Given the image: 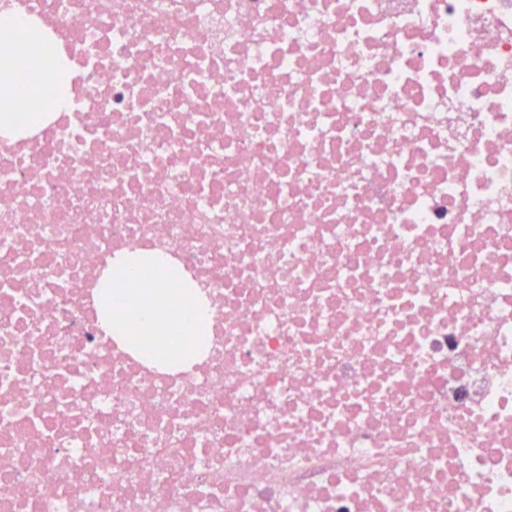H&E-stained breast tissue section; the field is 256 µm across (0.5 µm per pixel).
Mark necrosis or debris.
<instances>
[{"mask_svg": "<svg viewBox=\"0 0 512 512\" xmlns=\"http://www.w3.org/2000/svg\"><path fill=\"white\" fill-rule=\"evenodd\" d=\"M0 512H512V0H0ZM205 296L180 368L97 286ZM2 49L1 73L15 70L18 80L22 61L28 56H41L42 67L38 74L29 75L24 81L29 86L28 99L41 106L43 111L58 108L60 102L55 94V85L63 78L62 72L46 59V50L38 31L20 25L10 16L0 15V50ZM11 49V52H7ZM16 93L13 88L6 87L3 77L0 78V135L12 132V116L15 115ZM142 258L144 255L134 253L118 256L112 261V279L117 281V285L102 295V308L106 316L104 325L112 336H133L132 331L142 319L138 307L144 297L136 285L131 283L126 275L123 276L130 265Z\"/></svg>", "mask_w": 512, "mask_h": 512, "instance_id": "4bbe7bcc", "label": "necrosis or debris"}]
</instances>
